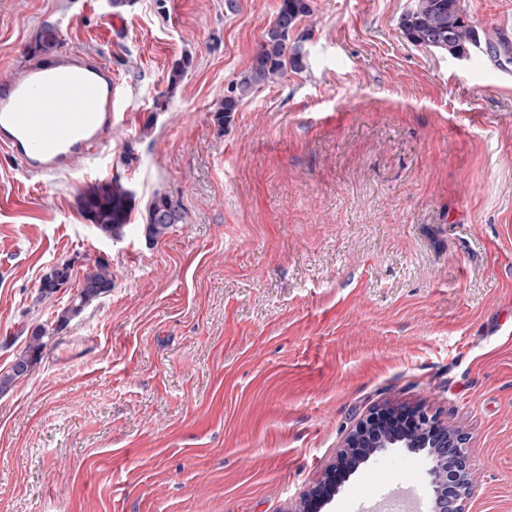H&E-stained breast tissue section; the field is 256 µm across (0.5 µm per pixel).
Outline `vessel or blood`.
I'll return each instance as SVG.
<instances>
[{
  "label": "vessel or blood",
  "instance_id": "b4317fda",
  "mask_svg": "<svg viewBox=\"0 0 512 512\" xmlns=\"http://www.w3.org/2000/svg\"><path fill=\"white\" fill-rule=\"evenodd\" d=\"M112 63L74 47L18 65L0 83V151L29 175L97 163L115 131Z\"/></svg>",
  "mask_w": 512,
  "mask_h": 512
}]
</instances>
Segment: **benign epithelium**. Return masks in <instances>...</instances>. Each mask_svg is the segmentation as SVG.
Instances as JSON below:
<instances>
[{
    "label": "benign epithelium",
    "mask_w": 512,
    "mask_h": 512,
    "mask_svg": "<svg viewBox=\"0 0 512 512\" xmlns=\"http://www.w3.org/2000/svg\"><path fill=\"white\" fill-rule=\"evenodd\" d=\"M406 418L415 427L413 431H397L388 436L381 431L386 418ZM448 430V426L439 422L434 415L420 406L384 407L370 412L360 419L345 439L340 453L359 450L361 440L367 435L375 437V451L382 452L388 448H417L419 443L413 437L422 434L429 436L436 430ZM463 466L444 462L432 457V464L427 470L428 484L433 493V512H465V503L473 488L474 472L464 449H459ZM333 473H328L326 480L315 486L309 496L301 502L298 512H317L332 502L335 491L328 489V480Z\"/></svg>",
    "instance_id": "1"
}]
</instances>
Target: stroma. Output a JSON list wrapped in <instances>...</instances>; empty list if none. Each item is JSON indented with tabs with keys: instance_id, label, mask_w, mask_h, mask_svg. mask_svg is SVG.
Segmentation results:
<instances>
[{
	"instance_id": "35a3bbf8",
	"label": "stroma",
	"mask_w": 512,
	"mask_h": 512,
	"mask_svg": "<svg viewBox=\"0 0 512 512\" xmlns=\"http://www.w3.org/2000/svg\"><path fill=\"white\" fill-rule=\"evenodd\" d=\"M278 3L0 0V81L49 23L124 87L100 164L37 179L0 152V374L95 261L112 272L0 394V512H296L357 421L397 404L462 434L466 512H512V58L413 45L411 0H313L306 70L218 128ZM464 5L512 40V0ZM116 176L136 218L167 194L183 223L100 237L79 199ZM64 262L71 282L41 297ZM428 467L377 453L324 512H358L381 474L430 503Z\"/></svg>"
}]
</instances>
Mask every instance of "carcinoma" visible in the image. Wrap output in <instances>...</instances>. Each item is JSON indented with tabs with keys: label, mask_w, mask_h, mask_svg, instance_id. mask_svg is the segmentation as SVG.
<instances>
[{
	"label": "carcinoma",
	"mask_w": 512,
	"mask_h": 512,
	"mask_svg": "<svg viewBox=\"0 0 512 512\" xmlns=\"http://www.w3.org/2000/svg\"><path fill=\"white\" fill-rule=\"evenodd\" d=\"M312 14L311 0H280L274 21L262 34L248 69L234 83L224 103L215 111L214 123L219 129L229 125L241 100L253 90L283 75L290 70L301 73L306 68L304 43L311 39L312 31L301 27L304 18ZM398 27L412 44L433 51L444 52L451 57L468 54L471 49L485 44L490 55L497 58L501 46L488 39L480 41L478 31L470 24L461 0H412L400 15ZM56 28L50 24L42 27L33 52L50 54L59 48ZM190 57L175 61L169 71L166 94H172L188 69ZM80 207L96 227L98 233L112 240L123 239L130 226L134 209V195L120 183L91 188L80 198ZM184 220V209L180 200L167 194H156L146 208L143 232L145 239L154 242L164 236L175 224ZM112 288V273L107 264H96L89 279L82 282L77 297L72 303L57 312V329L66 327L79 316L84 307L109 292ZM46 334L35 330L27 347L18 354L8 373L0 376V393L10 389L13 382L31 372L40 363L47 345Z\"/></svg>",
	"instance_id": "carcinoma-1"
}]
</instances>
